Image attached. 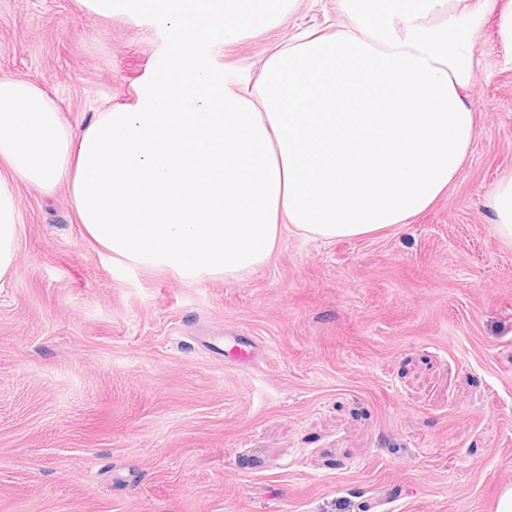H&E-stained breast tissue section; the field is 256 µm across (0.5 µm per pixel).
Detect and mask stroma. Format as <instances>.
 I'll return each mask as SVG.
<instances>
[{"label":"stroma","instance_id":"35a3bbf8","mask_svg":"<svg viewBox=\"0 0 512 512\" xmlns=\"http://www.w3.org/2000/svg\"><path fill=\"white\" fill-rule=\"evenodd\" d=\"M512 0H493L462 98L476 136L447 191L373 236L282 231L239 280L113 262L67 188L18 187L0 286V512H495L512 487V245L488 198L512 172ZM304 0L210 53L256 80L274 46L349 26ZM150 15L0 0V76L81 130L134 108L169 50ZM269 349L233 365L204 343Z\"/></svg>","mask_w":512,"mask_h":512}]
</instances>
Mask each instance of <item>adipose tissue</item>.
Masks as SVG:
<instances>
[{
  "mask_svg": "<svg viewBox=\"0 0 512 512\" xmlns=\"http://www.w3.org/2000/svg\"><path fill=\"white\" fill-rule=\"evenodd\" d=\"M170 29L162 69L129 112L82 131L37 83L0 77V281L15 270L19 184L67 186L113 261L236 280L283 225L322 240L378 233L427 210L475 136L460 91L490 0H339L351 25L274 48L254 85L217 78L204 46L273 26L301 0H81Z\"/></svg>",
  "mask_w": 512,
  "mask_h": 512,
  "instance_id": "ef3b65f1",
  "label": "adipose tissue"
}]
</instances>
